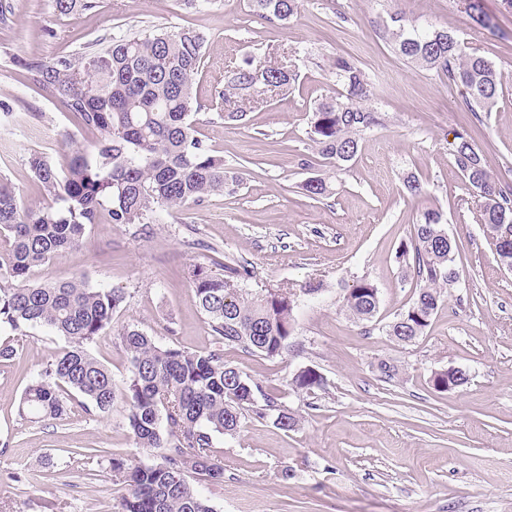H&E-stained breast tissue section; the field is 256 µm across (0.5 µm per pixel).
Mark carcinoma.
Masks as SVG:
<instances>
[{"mask_svg": "<svg viewBox=\"0 0 512 512\" xmlns=\"http://www.w3.org/2000/svg\"><path fill=\"white\" fill-rule=\"evenodd\" d=\"M300 2L251 0L250 7L259 18L285 29ZM54 4L66 15L93 10L97 0ZM464 12L476 26L492 34L499 31L482 0H464ZM380 30L406 61L460 83L472 112L492 111L501 75L480 49L465 46L445 29L412 25L399 8L387 13ZM205 40L202 32L188 27L151 38H114L71 57L21 62L29 83L97 137L73 152L64 172L41 154L30 155V169L51 205H26L0 180V246L8 254V260L0 259V328L25 336L33 327L49 326L67 343L26 386L18 415L61 419L77 402L100 416L121 395L136 444L158 450L159 461L110 459L113 481L126 490L118 512H214L194 483L224 484V462L214 451L216 437L236 435L250 419L270 418L284 431L299 424L297 414L260 382L224 361V347L266 358L283 356L294 335L300 298L319 294L321 283L255 292L247 288L253 269L242 258L213 260L221 267L219 273L200 263L189 265L184 275L215 337L214 347L194 352L164 347L142 330L127 327L119 337L129 355V370L119 387L90 348L111 326L124 294L92 288L80 277L46 284L29 280L32 269L57 252L81 248L88 226L98 223L106 205L112 223L146 225L159 208L200 203L242 180L230 174L224 156L203 146L190 121L198 109L194 81ZM334 69L342 92L315 107L308 137L335 167L355 158L359 135L383 125L384 117L361 105L369 82L357 60L338 56ZM288 82L285 67L248 58L230 70L215 99L226 103ZM452 152L462 180L478 198V221L497 262L506 268L512 265V184L494 178L485 153L467 131L455 134ZM302 189L312 198L335 192L333 182L320 175L308 178ZM398 258L412 268L414 292L386 332L408 344L424 335L445 290L458 279L452 239L440 211L422 214ZM379 306V289L366 277L354 280L343 296V307L357 323L374 322ZM430 382L443 392L467 383L468 373L459 367L451 373L443 369L432 373ZM292 385L312 394L325 380L309 367L294 374Z\"/></svg>", "mask_w": 512, "mask_h": 512, "instance_id": "cac0c4a2", "label": "carcinoma"}]
</instances>
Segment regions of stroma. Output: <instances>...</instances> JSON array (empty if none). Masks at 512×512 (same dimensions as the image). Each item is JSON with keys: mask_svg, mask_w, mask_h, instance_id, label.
<instances>
[{"mask_svg": "<svg viewBox=\"0 0 512 512\" xmlns=\"http://www.w3.org/2000/svg\"><path fill=\"white\" fill-rule=\"evenodd\" d=\"M98 2L61 15L52 0H10L12 13L0 22V178L25 204H47L30 154L62 170L75 148L95 138L26 81L19 60L193 27L207 36L194 84L195 130L243 182L197 205L157 210L145 227L101 214L81 250L59 252L31 280L81 276L124 294L111 329L91 349L118 381L129 368L122 328L191 352L211 345L183 274L190 264H210L217 254L245 259L255 290L325 284L301 299L288 353L268 359L224 350L300 422L285 432L255 420L216 440L224 483L201 488L214 512H512V272L490 252L451 154L455 132L468 130L494 175L512 183V11L503 0H482L501 30L493 37L472 26L459 0H303L285 29L255 16L249 0ZM396 7L416 26L455 32L494 62L502 91L491 113L468 112L460 85L408 63L379 35L377 21ZM247 54L287 65L290 81L248 102L244 120L227 121L211 97ZM339 55L359 61L373 86L365 105L385 121L361 134L356 158L335 173V194L314 199L302 183L331 170L308 139V123L338 88L332 62ZM61 132L70 144L58 142ZM410 175L424 183V196L407 192ZM428 208L443 213L456 243L459 281L425 334L400 344L385 326L413 290L396 252ZM359 277L380 292L372 327L342 307L344 288ZM1 344L18 356L0 362V512H117L123 488L112 480L109 455L152 459L135 444L125 404L115 402L102 417L75 404L61 420L21 419L24 387L65 341L37 326L25 336L2 329ZM383 359L395 365L394 378L381 377ZM309 366L326 380L312 396L291 384ZM451 367L466 369L469 382L435 390L432 372ZM80 448L101 454L83 460Z\"/></svg>", "mask_w": 512, "mask_h": 512, "instance_id": "1", "label": "stroma"}]
</instances>
